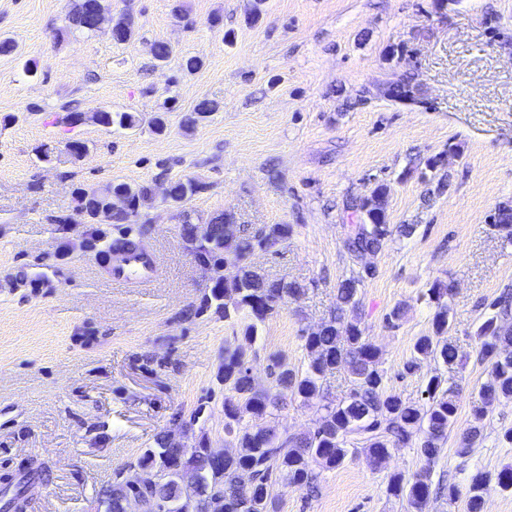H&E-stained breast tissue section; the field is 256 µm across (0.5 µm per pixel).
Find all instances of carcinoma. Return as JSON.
<instances>
[{
    "label": "carcinoma",
    "mask_w": 512,
    "mask_h": 512,
    "mask_svg": "<svg viewBox=\"0 0 512 512\" xmlns=\"http://www.w3.org/2000/svg\"><path fill=\"white\" fill-rule=\"evenodd\" d=\"M92 1L99 14H108L105 0H73L69 14L70 26L86 34L100 29L85 22ZM135 28L134 17L123 15L112 20L110 33L114 41L124 43L132 38ZM214 111L213 102L203 100L184 116L183 123L192 127ZM88 118L101 126L122 129L137 128L142 121L136 113L99 108L89 116L80 111L65 116L70 125L82 124ZM202 190L204 185L193 179H179L169 183L167 199L181 203ZM387 195V186L379 184L370 196L353 205L362 219L350 225L345 240L352 259L379 253L392 236ZM155 198V186L148 182L109 184L80 190L75 211L87 224H137L142 209L152 207ZM494 224L512 240V207L498 208ZM180 235L187 248L211 264L215 273L210 293L203 296L195 313L212 310L226 321L239 323L243 333V342L224 347V362L217 374L224 386V434L229 449L224 460L218 461L203 436L196 439L195 447L187 448L185 439L191 424L176 418L179 437L170 438L166 430L158 433L153 446L138 461V467L148 471L145 484L139 489L120 481L102 486L95 500L97 512H125L126 500L132 495L142 498L144 512H158L161 502L167 512H276L273 484L280 481L316 488L318 473L311 463L333 469L349 458H362L376 469L400 448L415 449L423 466L408 476L392 474L388 494L406 501L409 512H428L434 466L459 410L456 386L448 383L444 374L460 362L457 346L448 339L455 283L437 279L427 290L435 304L432 331L415 339L413 358L407 364L409 371L425 360L439 364L427 379L423 401L403 399L388 387L385 374L378 368L379 351L364 336L359 313V286L373 276L364 268L339 282L330 318L316 329L302 330L305 367L292 368L283 357L273 354L268 357L265 385L256 380L250 365L258 325L302 288L295 282L267 278L251 258L287 240L290 225L245 227L235 223L228 212L207 218L193 214L180 225ZM143 238L144 231L133 235L128 229L112 240L109 250L126 258L141 254ZM491 307L494 312L476 331L480 360L489 363L487 378L475 395L474 412L479 419L494 403L512 399V327L507 325L512 315V293H503ZM337 370L344 371L350 383L348 393L339 401L324 393L327 376ZM295 400L317 404L318 416L310 430L281 436L274 428L259 424ZM480 436L478 427L470 428L456 454L469 455ZM46 477L44 467L33 463L15 475L0 476V512H27L28 484ZM487 482L488 476L481 472L471 477L466 490L467 512H482Z\"/></svg>",
    "instance_id": "obj_1"
}]
</instances>
